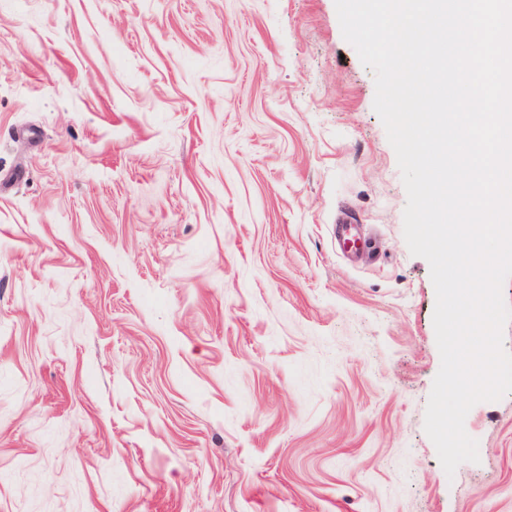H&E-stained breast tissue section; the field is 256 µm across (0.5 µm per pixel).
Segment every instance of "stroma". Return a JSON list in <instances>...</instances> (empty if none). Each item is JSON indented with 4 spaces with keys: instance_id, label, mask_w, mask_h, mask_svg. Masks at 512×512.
I'll use <instances>...</instances> for the list:
<instances>
[{
    "instance_id": "1",
    "label": "stroma",
    "mask_w": 512,
    "mask_h": 512,
    "mask_svg": "<svg viewBox=\"0 0 512 512\" xmlns=\"http://www.w3.org/2000/svg\"><path fill=\"white\" fill-rule=\"evenodd\" d=\"M374 98L335 0H0V512H512Z\"/></svg>"
}]
</instances>
